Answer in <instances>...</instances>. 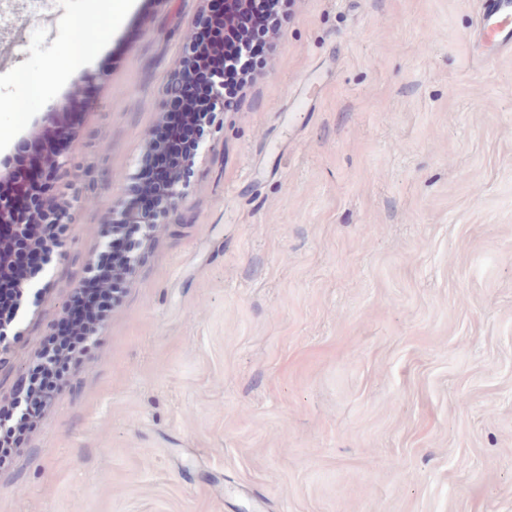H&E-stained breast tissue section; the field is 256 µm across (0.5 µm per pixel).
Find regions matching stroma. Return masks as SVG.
<instances>
[{"label":"stroma","mask_w":512,"mask_h":512,"mask_svg":"<svg viewBox=\"0 0 512 512\" xmlns=\"http://www.w3.org/2000/svg\"><path fill=\"white\" fill-rule=\"evenodd\" d=\"M203 0H0V156L79 112L13 404L165 112ZM481 0H286L186 199L9 461L0 512H512V36ZM111 15L63 72L74 21ZM45 76L42 73H23L17 78L18 93L10 100H0V110L8 109L12 112H23L22 103L28 99L36 98L41 94Z\"/></svg>","instance_id":"35a3bbf8"}]
</instances>
